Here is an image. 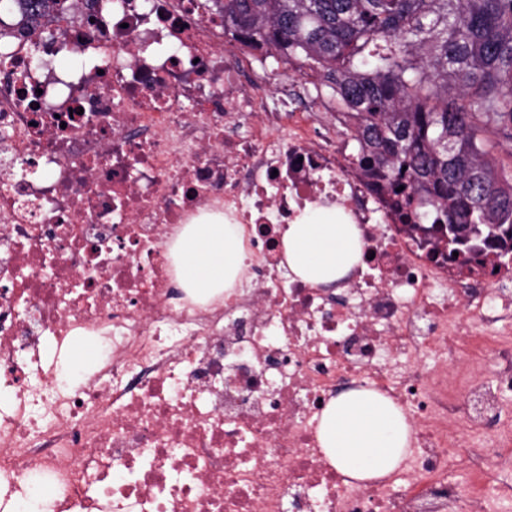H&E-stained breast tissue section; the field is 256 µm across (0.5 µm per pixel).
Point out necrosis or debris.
Segmentation results:
<instances>
[{"label": "necrosis or debris", "instance_id": "4bbe7bcc", "mask_svg": "<svg viewBox=\"0 0 512 512\" xmlns=\"http://www.w3.org/2000/svg\"><path fill=\"white\" fill-rule=\"evenodd\" d=\"M63 50L80 71L34 62ZM254 55L216 0H65L0 24V512H42L46 490L52 512H512L495 476L512 264L448 262L337 142L329 104L277 96ZM312 204L361 235L332 295L281 249ZM213 217L244 225L251 280L205 302L175 287L170 247ZM78 339L97 364L74 386ZM346 386L414 425L385 481L346 484L319 444Z\"/></svg>", "mask_w": 512, "mask_h": 512}]
</instances>
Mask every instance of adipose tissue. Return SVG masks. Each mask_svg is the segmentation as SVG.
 <instances>
[{"label":"adipose tissue","mask_w":512,"mask_h":512,"mask_svg":"<svg viewBox=\"0 0 512 512\" xmlns=\"http://www.w3.org/2000/svg\"><path fill=\"white\" fill-rule=\"evenodd\" d=\"M281 243L287 267L298 279L335 286L360 259L358 231L335 209L314 207L285 225ZM183 287L208 294L234 287L246 261L240 224H189L172 248ZM412 426L402 409L366 389L339 393L326 405L318 439L329 461L352 483L390 475L410 446Z\"/></svg>","instance_id":"obj_1"}]
</instances>
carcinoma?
Returning <instances> with one entry per match:
<instances>
[{"label":"carcinoma","instance_id":"1","mask_svg":"<svg viewBox=\"0 0 512 512\" xmlns=\"http://www.w3.org/2000/svg\"><path fill=\"white\" fill-rule=\"evenodd\" d=\"M16 4L24 21L58 0ZM224 27L316 71L348 110L364 172L435 214L448 259L474 235L512 255V0H224Z\"/></svg>","mask_w":512,"mask_h":512}]
</instances>
